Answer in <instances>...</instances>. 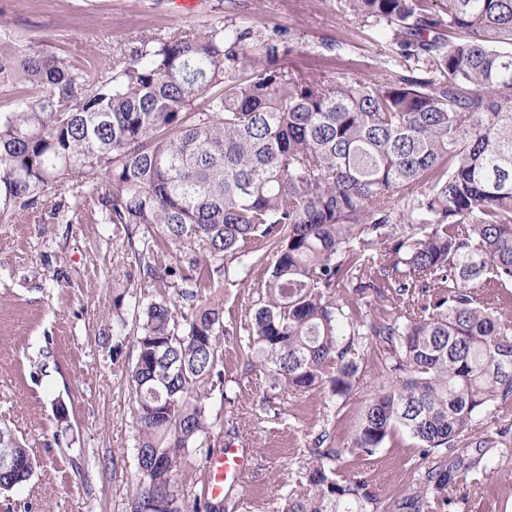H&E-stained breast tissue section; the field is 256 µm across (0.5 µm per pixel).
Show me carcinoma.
Instances as JSON below:
<instances>
[{
  "mask_svg": "<svg viewBox=\"0 0 512 512\" xmlns=\"http://www.w3.org/2000/svg\"><path fill=\"white\" fill-rule=\"evenodd\" d=\"M339 6L413 66L317 78L283 66L281 35L233 20L145 41L91 80L50 51H0V85L39 90L0 112V224L90 211L126 225L143 278L171 289L132 297L130 512L236 509L177 480L224 437L226 337L274 419L281 394L328 382L345 399L377 362L353 447L368 460L397 429L417 441L393 512H456L495 472L489 450L512 452V313L486 292L512 287V0ZM231 274L249 305L228 323L204 289ZM313 445L289 512H383L328 431ZM1 456L17 463L1 491L38 467L8 428Z\"/></svg>",
  "mask_w": 512,
  "mask_h": 512,
  "instance_id": "carcinoma-1",
  "label": "carcinoma"
}]
</instances>
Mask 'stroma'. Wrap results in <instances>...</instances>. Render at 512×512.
<instances>
[{"label":"stroma","instance_id":"obj_1","mask_svg":"<svg viewBox=\"0 0 512 512\" xmlns=\"http://www.w3.org/2000/svg\"><path fill=\"white\" fill-rule=\"evenodd\" d=\"M227 19L284 32L285 66L324 79L373 76L396 58L377 27L346 16L337 0H0V49H48L92 77L137 41ZM121 293L169 295L140 280L122 225L89 213L77 224L37 214L0 224V423L40 462L29 481L0 490V512H126L141 474L128 381L137 355L134 323L112 316ZM222 369L232 400L224 440H244L254 450L252 471L232 491L247 512H288V493L324 429L346 465H366L384 501L415 484L407 460L416 442L405 431L370 461L352 450L375 367L342 403L325 385L288 395L276 421L259 407L264 380L245 376L233 341L224 343ZM59 402L67 409L63 421ZM467 494L464 512H512V458L469 484Z\"/></svg>","mask_w":512,"mask_h":512}]
</instances>
